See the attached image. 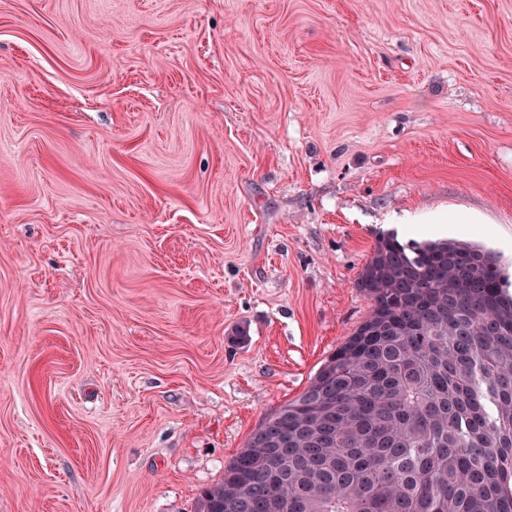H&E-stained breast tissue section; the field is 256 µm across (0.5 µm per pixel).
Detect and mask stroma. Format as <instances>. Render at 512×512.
<instances>
[{
	"instance_id": "35a3bbf8",
	"label": "stroma",
	"mask_w": 512,
	"mask_h": 512,
	"mask_svg": "<svg viewBox=\"0 0 512 512\" xmlns=\"http://www.w3.org/2000/svg\"><path fill=\"white\" fill-rule=\"evenodd\" d=\"M395 215L512 271V0H0V512H195Z\"/></svg>"
}]
</instances>
